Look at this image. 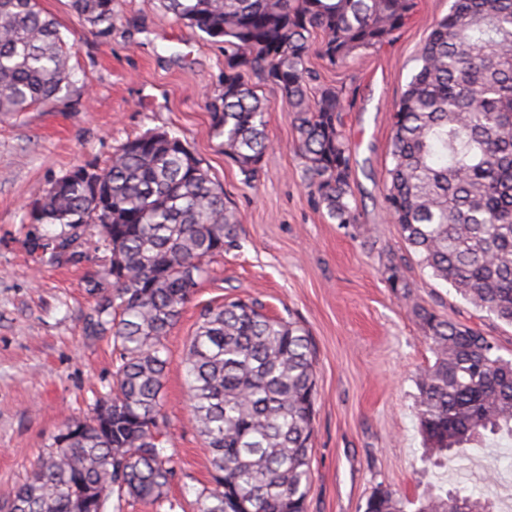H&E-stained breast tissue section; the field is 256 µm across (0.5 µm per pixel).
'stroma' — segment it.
Masks as SVG:
<instances>
[{"label":"stroma","instance_id":"stroma-1","mask_svg":"<svg viewBox=\"0 0 512 512\" xmlns=\"http://www.w3.org/2000/svg\"><path fill=\"white\" fill-rule=\"evenodd\" d=\"M120 21L101 31L71 0H39L72 48L73 92L53 108L0 117V501L30 476L64 421L88 413L116 364L112 338L85 317L110 253L95 225L81 228L77 259L55 262L60 225L34 224L33 204L72 167L104 165L114 148L150 129L185 141L239 213L238 245L212 259L208 275L166 339L163 414L174 475L163 502L111 497V512H200L211 485L210 451L189 409L184 358L201 310L256 298L269 316L293 319L316 349L312 483L305 512H364L387 488L414 500L436 485L465 495L492 490L494 512L512 506V436L470 446L437 466L417 428L416 374L434 357L412 306L481 331L512 357V326L475 309L421 267L387 211L389 112L418 67L431 23L451 0H417L390 44L344 67L311 58L324 85L342 88L352 146L358 221L340 225L316 206L279 92L258 84L271 109V147L246 186L211 129L207 102L222 90L224 46L166 14L159 0H115ZM400 262L411 300L396 298L385 266Z\"/></svg>","mask_w":512,"mask_h":512}]
</instances>
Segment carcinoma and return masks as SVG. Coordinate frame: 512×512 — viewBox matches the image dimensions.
Segmentation results:
<instances>
[{
	"label": "carcinoma",
	"instance_id": "1",
	"mask_svg": "<svg viewBox=\"0 0 512 512\" xmlns=\"http://www.w3.org/2000/svg\"><path fill=\"white\" fill-rule=\"evenodd\" d=\"M95 26L119 20L114 0H71ZM164 9L224 43L222 92L210 102L224 156L251 185L270 148V103L246 80L279 90L297 133L305 180L338 224L358 223L342 131V90L311 91L315 53L342 66L392 40L414 0H162ZM320 34L319 42L313 41ZM70 48L38 0H0V113L54 107L68 95ZM390 115L385 200L404 241L432 277L512 325V0H453L420 49ZM59 224L57 248L94 224L110 252L112 292L87 316L111 333L112 383L89 415L67 420L0 512H107L113 488L134 500L167 497L172 458L161 391L166 338L207 274L236 245L238 213L180 138L151 129L110 162L72 168L33 205ZM389 284L410 299L398 265ZM434 362L417 376V420L428 448L452 462L486 434H512V359L480 332L413 304ZM184 366L190 414L212 455L201 512H304L311 483L316 350L299 323L257 299L200 313ZM417 512H489L487 501L434 493ZM364 512H405L379 489Z\"/></svg>",
	"mask_w": 512,
	"mask_h": 512
}]
</instances>
